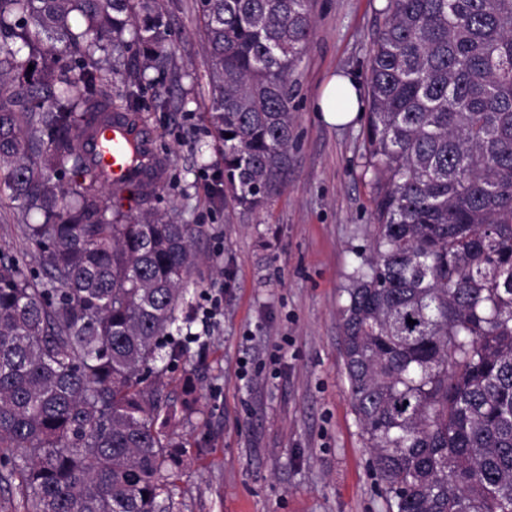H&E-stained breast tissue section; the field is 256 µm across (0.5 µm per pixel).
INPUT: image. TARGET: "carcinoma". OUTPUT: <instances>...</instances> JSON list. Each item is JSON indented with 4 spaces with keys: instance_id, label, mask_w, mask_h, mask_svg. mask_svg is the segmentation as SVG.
<instances>
[{
    "instance_id": "obj_1",
    "label": "carcinoma",
    "mask_w": 512,
    "mask_h": 512,
    "mask_svg": "<svg viewBox=\"0 0 512 512\" xmlns=\"http://www.w3.org/2000/svg\"><path fill=\"white\" fill-rule=\"evenodd\" d=\"M201 9L217 177L260 210L288 169L311 3ZM382 14L364 130L373 257L342 311L352 405L396 512H512V0ZM166 28L158 0H0V183L43 215L22 232L53 283L0 258L5 510L178 512L165 428L192 408L163 398L184 351H162L193 228L123 220L78 140L112 111L115 52L122 109L139 110L146 71L170 63Z\"/></svg>"
}]
</instances>
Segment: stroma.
<instances>
[{"instance_id": "obj_1", "label": "stroma", "mask_w": 512, "mask_h": 512, "mask_svg": "<svg viewBox=\"0 0 512 512\" xmlns=\"http://www.w3.org/2000/svg\"><path fill=\"white\" fill-rule=\"evenodd\" d=\"M386 0H312L314 35L291 75L295 139L284 188L267 207L236 204L215 173L224 146L211 119L212 87L200 0H162L174 55L143 108L161 175L151 197L124 212L194 228V261L173 328L186 350L165 388L192 392L180 512H392L354 414L341 310L353 269L371 257L373 188L364 173V121L337 127L316 109L337 75L365 83ZM0 188V255L44 278L20 225L39 223ZM220 309L211 320L203 311Z\"/></svg>"}]
</instances>
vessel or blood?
<instances>
[{
	"instance_id": "obj_1",
	"label": "vessel or blood",
	"mask_w": 512,
	"mask_h": 512,
	"mask_svg": "<svg viewBox=\"0 0 512 512\" xmlns=\"http://www.w3.org/2000/svg\"><path fill=\"white\" fill-rule=\"evenodd\" d=\"M82 151L100 160L103 178L122 189H151L160 175L151 140L141 128L129 127L122 116L79 135Z\"/></svg>"
}]
</instances>
